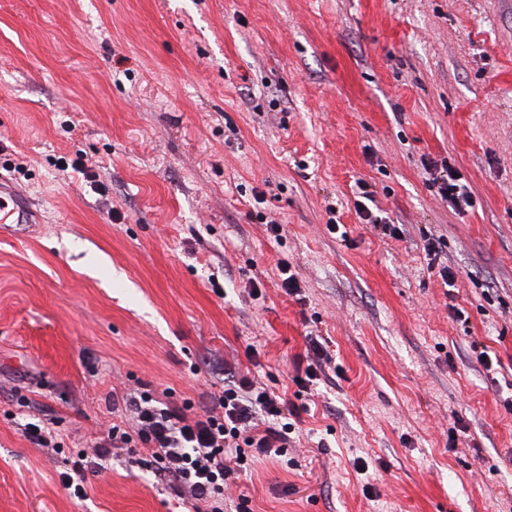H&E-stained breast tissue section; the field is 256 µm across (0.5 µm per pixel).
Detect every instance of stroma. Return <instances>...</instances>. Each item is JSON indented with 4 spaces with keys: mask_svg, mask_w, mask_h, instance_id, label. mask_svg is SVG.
Returning a JSON list of instances; mask_svg holds the SVG:
<instances>
[{
    "mask_svg": "<svg viewBox=\"0 0 512 512\" xmlns=\"http://www.w3.org/2000/svg\"><path fill=\"white\" fill-rule=\"evenodd\" d=\"M0 178V512H194L121 450L62 475L113 391L197 411L228 362L297 422L249 512H512V0H0ZM433 186L438 187V195L441 199L450 200L457 207L470 204V197L465 190V185L461 183L460 174L448 163L442 164L438 170L436 177L433 178ZM310 350L312 351V362L308 363L304 369V378L297 375L295 380L297 383L303 385L306 389L308 386L313 385L315 380H320V375L325 374V369L322 362L328 363L330 361V354L327 348L318 340H310Z\"/></svg>",
    "mask_w": 512,
    "mask_h": 512,
    "instance_id": "stroma-1",
    "label": "stroma"
}]
</instances>
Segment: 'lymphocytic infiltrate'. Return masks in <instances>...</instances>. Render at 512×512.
<instances>
[{"label": "lymphocytic infiltrate", "instance_id": "lymphocytic-infiltrate-1", "mask_svg": "<svg viewBox=\"0 0 512 512\" xmlns=\"http://www.w3.org/2000/svg\"><path fill=\"white\" fill-rule=\"evenodd\" d=\"M124 404L133 428H112L108 444L79 451L73 472L82 473L90 455L123 448L144 456L155 476L173 482L178 496L206 504L208 512H224V493L245 477L249 458L282 456L295 429L286 399L246 376L192 416L182 407L161 405L148 389Z\"/></svg>", "mask_w": 512, "mask_h": 512}]
</instances>
